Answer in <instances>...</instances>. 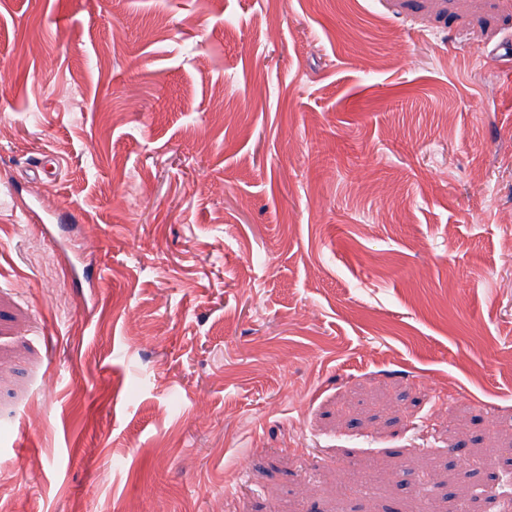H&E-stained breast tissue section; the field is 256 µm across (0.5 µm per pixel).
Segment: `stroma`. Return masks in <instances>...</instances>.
<instances>
[{
	"mask_svg": "<svg viewBox=\"0 0 512 512\" xmlns=\"http://www.w3.org/2000/svg\"><path fill=\"white\" fill-rule=\"evenodd\" d=\"M509 39L512 0H0L6 512H512Z\"/></svg>",
	"mask_w": 512,
	"mask_h": 512,
	"instance_id": "1",
	"label": "stroma"
}]
</instances>
